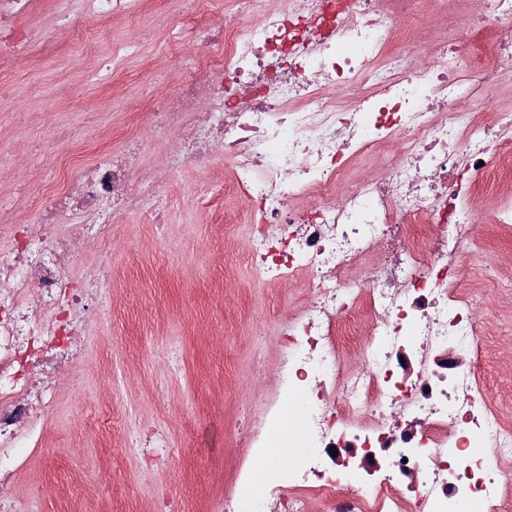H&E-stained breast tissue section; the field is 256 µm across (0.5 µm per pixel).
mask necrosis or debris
<instances>
[{
	"instance_id": "4bbe7bcc",
	"label": "necrosis or debris",
	"mask_w": 512,
	"mask_h": 512,
	"mask_svg": "<svg viewBox=\"0 0 512 512\" xmlns=\"http://www.w3.org/2000/svg\"><path fill=\"white\" fill-rule=\"evenodd\" d=\"M66 18L90 41L114 16L141 19L148 0H75ZM278 0L258 21L237 0L216 26L188 11L186 35L220 45L140 111L136 130L174 119L169 167L230 166L227 186L250 201V251L259 281L303 279L302 310L279 322L280 386L261 419L239 424L250 454L227 512H512V420L491 403L477 359L486 325L482 293L458 272L478 234L485 188L512 186V113L486 107L512 84V40L475 43L489 25L512 24V0L492 18L469 0ZM36 0H0V96L19 52L46 39L23 22ZM128 135L126 144L137 142ZM72 131L42 151L64 184L36 187L41 232L0 253V486L42 449L62 367L72 381L89 352L74 327L99 325L89 301L111 277L106 259L74 269L73 243L111 242L112 227L161 224L165 189L136 180L132 161L84 162ZM381 153L382 176L347 179L354 156ZM361 312L365 336L347 319ZM301 424L280 426L284 402ZM126 456L169 445L166 430L133 417L120 426ZM295 449L288 464L270 445ZM263 483H256V476Z\"/></svg>"
}]
</instances>
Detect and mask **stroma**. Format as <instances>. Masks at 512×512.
<instances>
[{
	"label": "stroma",
	"mask_w": 512,
	"mask_h": 512,
	"mask_svg": "<svg viewBox=\"0 0 512 512\" xmlns=\"http://www.w3.org/2000/svg\"><path fill=\"white\" fill-rule=\"evenodd\" d=\"M189 0H156L139 24L122 19L104 27L91 48L66 52L70 33L59 18L73 0H38L31 25L45 30V54L21 56L10 76L13 99L0 106V188L47 180L36 151L52 129L73 128L79 141L94 142L115 154L136 112L146 108L152 82L175 85L181 69L212 47L194 42L165 69L166 35L182 27ZM128 39L139 52L115 77L96 72L93 62ZM167 133L143 135L139 177L166 181L165 225L133 223L112 241V303L91 343L84 368L85 390L75 400L63 387L48 430L45 451L21 473L8 493L41 488L38 512H60L77 500L85 512H101L107 486L91 488L89 474L112 459L117 477L130 487L116 512H153L141 488L151 484L181 502L186 512H224V476L246 456L229 430L247 403L277 390L273 364L282 338L278 322L304 304L299 280L260 283L251 261L250 214L244 202H230L224 185V158L211 170L182 166L167 172L160 146ZM461 279L488 288L497 315L482 343L480 382L495 406L512 410V238L477 240L464 260ZM109 397L115 412L163 419L172 444L167 464L154 465L153 451L141 459L114 458L113 448L76 411L94 409Z\"/></svg>",
	"instance_id": "1"
}]
</instances>
